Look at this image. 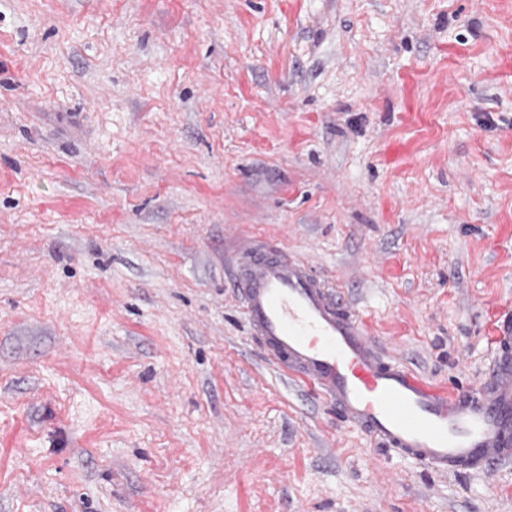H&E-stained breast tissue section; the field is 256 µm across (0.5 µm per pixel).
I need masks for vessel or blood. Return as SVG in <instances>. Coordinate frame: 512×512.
Here are the masks:
<instances>
[{"instance_id":"1","label":"vessel or blood","mask_w":512,"mask_h":512,"mask_svg":"<svg viewBox=\"0 0 512 512\" xmlns=\"http://www.w3.org/2000/svg\"><path fill=\"white\" fill-rule=\"evenodd\" d=\"M232 274L259 347L290 379L381 446L443 474L512 459V314L476 388L443 389L388 358L365 322L305 261L243 241Z\"/></svg>"}]
</instances>
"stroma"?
<instances>
[{
  "label": "stroma",
  "mask_w": 512,
  "mask_h": 512,
  "mask_svg": "<svg viewBox=\"0 0 512 512\" xmlns=\"http://www.w3.org/2000/svg\"><path fill=\"white\" fill-rule=\"evenodd\" d=\"M476 387L512 310V0H0V512H512L287 387L241 237Z\"/></svg>",
  "instance_id": "35a3bbf8"
}]
</instances>
